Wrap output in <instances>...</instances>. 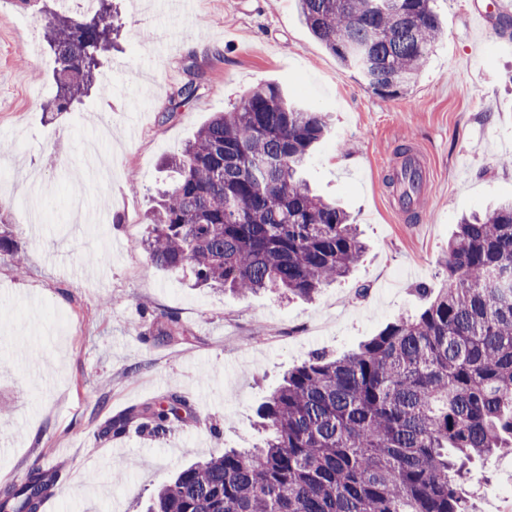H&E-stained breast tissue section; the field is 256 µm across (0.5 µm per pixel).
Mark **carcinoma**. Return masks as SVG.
I'll list each match as a JSON object with an SVG mask.
<instances>
[{"label": "carcinoma", "mask_w": 512, "mask_h": 512, "mask_svg": "<svg viewBox=\"0 0 512 512\" xmlns=\"http://www.w3.org/2000/svg\"><path fill=\"white\" fill-rule=\"evenodd\" d=\"M340 64L383 94L415 85L440 33L431 0H298ZM112 0L81 18L56 15L44 38L61 76L48 101L65 112L102 90ZM329 132L323 112L275 83L245 93L165 163L169 181L141 241L152 263L199 286L312 298L346 276L365 245L347 213L301 177ZM447 275L428 305L342 357L316 353L261 407L264 444L181 470L148 512H477L472 468L512 451V200L458 224ZM186 401L112 419L155 435ZM56 477L39 469L0 488V512H39Z\"/></svg>", "instance_id": "cac0c4a2"}]
</instances>
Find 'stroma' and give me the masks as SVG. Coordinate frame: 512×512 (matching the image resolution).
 I'll list each match as a JSON object with an SVG mask.
<instances>
[{
  "instance_id": "obj_1",
  "label": "stroma",
  "mask_w": 512,
  "mask_h": 512,
  "mask_svg": "<svg viewBox=\"0 0 512 512\" xmlns=\"http://www.w3.org/2000/svg\"><path fill=\"white\" fill-rule=\"evenodd\" d=\"M441 35L415 86L385 96L341 66L305 25L297 0H112L121 36L101 61L115 88L69 111H45L57 63L44 40L57 0H0V486L52 460L62 474L48 512H145L181 468L250 448L259 405L316 352L355 349L439 288L462 215L512 197V34L492 0H434ZM198 87L189 102L176 92ZM267 82L326 112L331 132L305 172L357 224L368 250L314 300L191 287L141 247L161 161L217 112ZM98 143L112 181L85 180ZM140 132L129 137L127 115ZM416 149L426 177L396 214L400 157ZM109 254L87 274L88 253ZM23 272H16V260ZM176 316L179 335L161 331ZM176 394L182 422L156 437L114 416ZM478 512L512 507V452L476 466Z\"/></svg>"
}]
</instances>
